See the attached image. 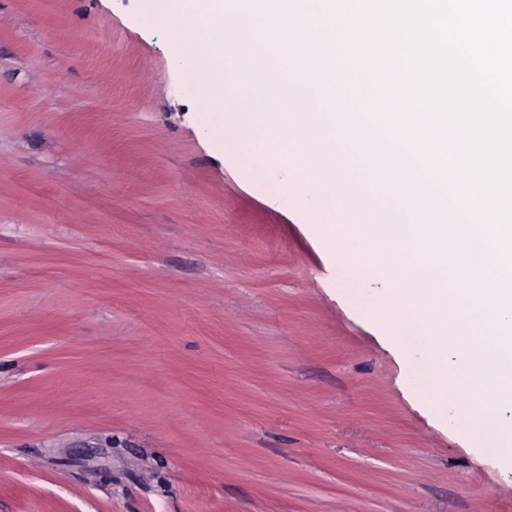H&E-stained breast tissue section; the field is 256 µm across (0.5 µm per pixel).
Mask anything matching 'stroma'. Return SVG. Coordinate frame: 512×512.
<instances>
[{"instance_id": "35a3bbf8", "label": "stroma", "mask_w": 512, "mask_h": 512, "mask_svg": "<svg viewBox=\"0 0 512 512\" xmlns=\"http://www.w3.org/2000/svg\"><path fill=\"white\" fill-rule=\"evenodd\" d=\"M152 0H0V512H512Z\"/></svg>"}]
</instances>
